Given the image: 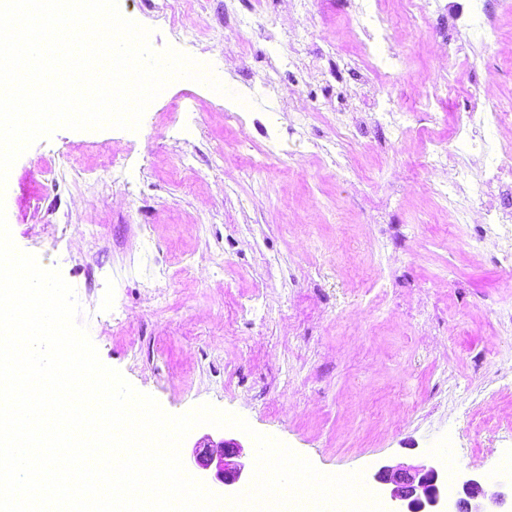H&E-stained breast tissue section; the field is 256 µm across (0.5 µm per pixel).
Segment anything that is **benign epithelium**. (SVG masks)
I'll list each match as a JSON object with an SVG mask.
<instances>
[{"label":"benign epithelium","mask_w":512,"mask_h":512,"mask_svg":"<svg viewBox=\"0 0 512 512\" xmlns=\"http://www.w3.org/2000/svg\"><path fill=\"white\" fill-rule=\"evenodd\" d=\"M191 464L201 477H212L222 485L224 494L232 495L254 474V464L240 441L206 434L192 447ZM378 493L388 512H505L506 495L488 494L481 479L468 478L453 503H448V474L432 463L382 464L373 475Z\"/></svg>","instance_id":"obj_1"}]
</instances>
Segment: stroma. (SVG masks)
I'll list each match as a JSON object with an SVG mask.
<instances>
[{"mask_svg":"<svg viewBox=\"0 0 512 512\" xmlns=\"http://www.w3.org/2000/svg\"><path fill=\"white\" fill-rule=\"evenodd\" d=\"M225 0H195L200 32L226 94L171 83L138 130H57L12 166L5 211L16 246L82 285L88 331L101 361L168 413L209 403L245 418L328 474L381 463H439L455 475L492 476L512 454V288L490 261L508 247L478 221L449 225L432 193L442 172L419 167L417 138L388 127L355 133L350 153L321 146L350 120L378 80L344 37L345 0H267L251 25H225ZM121 13L173 45L167 19L147 0ZM390 43L404 58L406 95L472 70L498 74L512 100V12L498 39L469 58L441 59L433 32L387 0ZM326 58L336 76L307 73ZM277 67L278 95L257 96L253 123L224 124L230 93L260 86ZM311 112L289 137L291 154L254 167L268 113ZM122 180L92 181L112 156ZM191 160L180 167V156ZM58 171L57 183L43 177ZM167 277H152L158 253ZM111 273L85 289L88 263ZM258 315L232 318L257 282Z\"/></svg>","mask_w":512,"mask_h":512,"instance_id":"35a3bbf8","label":"stroma"}]
</instances>
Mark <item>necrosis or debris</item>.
Here are the masks:
<instances>
[{
	"label": "necrosis or debris",
	"mask_w": 512,
	"mask_h": 512,
	"mask_svg": "<svg viewBox=\"0 0 512 512\" xmlns=\"http://www.w3.org/2000/svg\"><path fill=\"white\" fill-rule=\"evenodd\" d=\"M381 0H361L354 9L353 30L363 55L383 83L376 91L375 108L378 124L390 127L399 136L411 132L410 121H436L435 110L444 98L465 96L467 105L454 113L449 121L448 138L454 148L438 143L424 148V156L433 168L450 170L451 182L436 185L435 196L457 198L459 204L451 213L453 223L465 224L473 208H480L485 230L512 235V154L507 153L500 135L512 132V105L497 96V75L488 70L474 77L467 90L445 84L422 96L414 116L396 110L394 93L399 92L400 59L389 43L388 35L376 25ZM406 11L423 20H433L440 39L442 55L467 53L472 42L487 44L497 36L496 11L512 8V0H465L452 10L449 18L434 15L433 0H403ZM461 27L468 40L449 38L446 24Z\"/></svg>",
	"instance_id": "obj_1"
}]
</instances>
